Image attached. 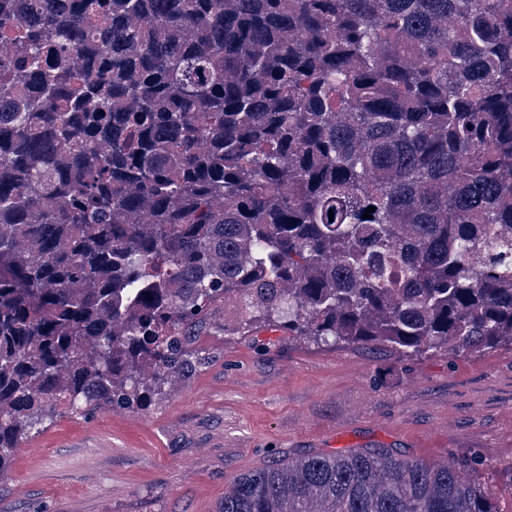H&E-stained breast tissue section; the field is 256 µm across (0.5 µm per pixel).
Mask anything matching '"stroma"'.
Listing matches in <instances>:
<instances>
[{"mask_svg": "<svg viewBox=\"0 0 512 512\" xmlns=\"http://www.w3.org/2000/svg\"><path fill=\"white\" fill-rule=\"evenodd\" d=\"M237 322L234 303L217 305L162 400L66 414L26 440L0 512H219L243 473L351 449L474 462L512 512L511 346L405 359Z\"/></svg>", "mask_w": 512, "mask_h": 512, "instance_id": "1", "label": "stroma"}]
</instances>
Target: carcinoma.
<instances>
[{
  "label": "carcinoma",
  "mask_w": 512,
  "mask_h": 512,
  "mask_svg": "<svg viewBox=\"0 0 512 512\" xmlns=\"http://www.w3.org/2000/svg\"><path fill=\"white\" fill-rule=\"evenodd\" d=\"M2 39L0 479L62 413L164 395L220 302L512 346V0H0ZM220 512L498 510L459 463L355 451Z\"/></svg>",
  "instance_id": "obj_1"
}]
</instances>
